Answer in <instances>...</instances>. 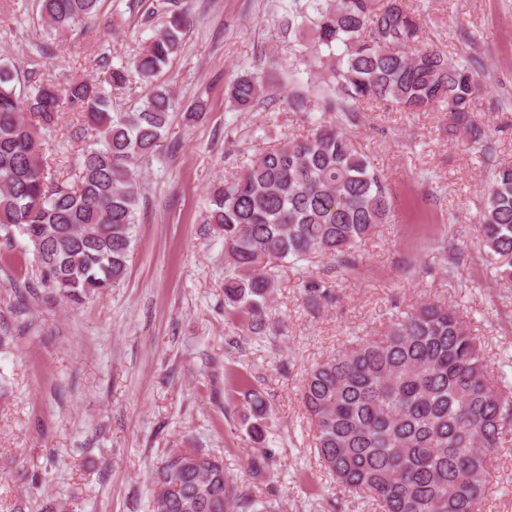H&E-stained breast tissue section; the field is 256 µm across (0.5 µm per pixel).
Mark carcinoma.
<instances>
[{
    "mask_svg": "<svg viewBox=\"0 0 512 512\" xmlns=\"http://www.w3.org/2000/svg\"><path fill=\"white\" fill-rule=\"evenodd\" d=\"M46 33L58 38L93 18L100 0H39ZM282 38L291 78L320 83L312 112L300 91L283 110L308 119L309 134L285 138L224 178L204 222L224 244V312L265 327L267 303L283 264L320 255L346 268L376 227L390 223L393 197L347 127L375 105L407 112L442 110L491 154L475 99L481 63L454 62L424 43L407 0H288ZM192 24L181 5L130 62L103 60V76L61 86L42 80L26 91L14 64L0 62V239L24 242L43 285L73 305L122 282L145 185L140 168L154 156L176 109L159 81ZM149 87L133 111L114 108L112 92ZM270 76L243 68L226 97L251 112L269 96ZM81 109V147L70 182L51 172L44 133L62 101ZM482 191L477 224L494 279L512 283V163L497 165ZM307 306L334 301L320 279L302 282ZM302 403L314 423L320 465L341 491L378 502L382 512H482L486 484L506 424L512 391L499 388L460 310L426 300L390 321L383 335L356 338L308 373ZM245 479L199 449L173 450L152 475L154 512H280L279 462L267 445L269 406L247 395ZM268 487L257 501L251 488Z\"/></svg>",
    "mask_w": 512,
    "mask_h": 512,
    "instance_id": "obj_1",
    "label": "carcinoma"
}]
</instances>
